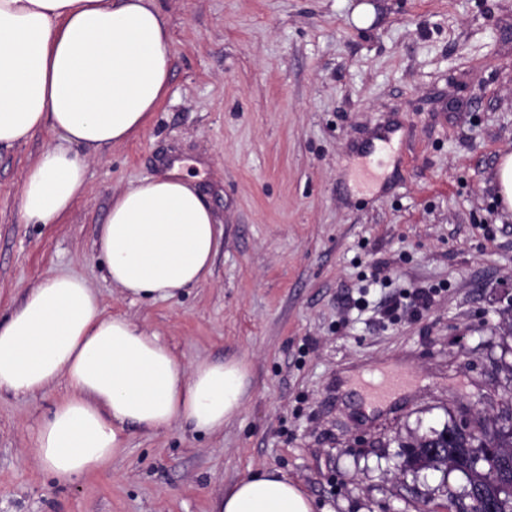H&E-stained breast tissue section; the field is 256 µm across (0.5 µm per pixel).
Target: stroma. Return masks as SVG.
<instances>
[{"label": "stroma", "mask_w": 512, "mask_h": 512, "mask_svg": "<svg viewBox=\"0 0 512 512\" xmlns=\"http://www.w3.org/2000/svg\"><path fill=\"white\" fill-rule=\"evenodd\" d=\"M158 6L167 94L89 161L56 223L19 211L51 134L0 147V320L67 271L184 364L244 361L246 401L216 435L131 430L109 470L62 487L24 450L64 385L1 391L0 512H212L261 468L329 512H445L465 476L400 462L415 435L507 408L512 212L495 173L512 153V0ZM177 162L222 232L211 274L175 299L123 297L94 252L112 196ZM391 367L407 386L365 412L347 376Z\"/></svg>", "instance_id": "1"}]
</instances>
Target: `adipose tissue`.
I'll return each mask as SVG.
<instances>
[{"mask_svg": "<svg viewBox=\"0 0 512 512\" xmlns=\"http://www.w3.org/2000/svg\"><path fill=\"white\" fill-rule=\"evenodd\" d=\"M170 70V34L155 0H0V146L44 129L56 139L27 172L28 221L47 224L69 209L89 157L145 128ZM95 246L124 296L169 300L210 275L219 231L174 170L113 195ZM247 380L241 360L184 365L157 333L106 314L93 288L69 273L32 288L0 322V390L66 387L26 450L63 486L105 468L130 429L223 431L244 405ZM214 512L315 505L295 482L260 469L224 491Z\"/></svg>", "mask_w": 512, "mask_h": 512, "instance_id": "obj_1", "label": "adipose tissue"}]
</instances>
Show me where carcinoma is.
I'll return each instance as SVG.
<instances>
[{
	"label": "carcinoma",
	"instance_id": "carcinoma-1",
	"mask_svg": "<svg viewBox=\"0 0 512 512\" xmlns=\"http://www.w3.org/2000/svg\"><path fill=\"white\" fill-rule=\"evenodd\" d=\"M448 432V448L442 455L431 458L420 450L421 437H416L410 448L419 449L425 466L459 471L467 479L465 490H480L495 500L496 512H512V426L505 428L493 423H483L471 428L464 437L455 430V424L445 427ZM476 448H497V477L493 478L484 468L470 466V456Z\"/></svg>",
	"mask_w": 512,
	"mask_h": 512
}]
</instances>
